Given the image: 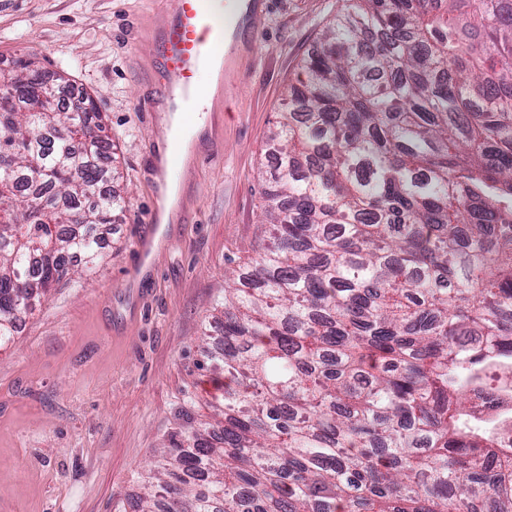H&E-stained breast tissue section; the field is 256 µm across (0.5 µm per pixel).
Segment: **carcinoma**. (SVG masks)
Returning a JSON list of instances; mask_svg holds the SVG:
<instances>
[{
	"instance_id": "1",
	"label": "carcinoma",
	"mask_w": 512,
	"mask_h": 512,
	"mask_svg": "<svg viewBox=\"0 0 512 512\" xmlns=\"http://www.w3.org/2000/svg\"><path fill=\"white\" fill-rule=\"evenodd\" d=\"M288 87L270 242L225 271L222 418L140 512H512V0H348ZM0 78V344L125 197L89 96Z\"/></svg>"
}]
</instances>
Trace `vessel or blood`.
<instances>
[{
	"mask_svg": "<svg viewBox=\"0 0 512 512\" xmlns=\"http://www.w3.org/2000/svg\"><path fill=\"white\" fill-rule=\"evenodd\" d=\"M270 6L271 0H160L161 24L154 42L155 62L162 75L157 128L169 127L174 113L206 111L202 73L212 58L220 60V85L237 84L238 61L253 51L258 23ZM155 245L153 232L138 238L133 270L149 265Z\"/></svg>",
	"mask_w": 512,
	"mask_h": 512,
	"instance_id": "b4317fda",
	"label": "vessel or blood"
}]
</instances>
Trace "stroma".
Here are the masks:
<instances>
[{
    "label": "stroma",
    "instance_id": "35a3bbf8",
    "mask_svg": "<svg viewBox=\"0 0 512 512\" xmlns=\"http://www.w3.org/2000/svg\"><path fill=\"white\" fill-rule=\"evenodd\" d=\"M346 0H276L246 78L173 167L182 223L161 225L150 273L128 287L163 142L140 105L158 85L157 0H0V60L24 52L60 86L94 98L116 147L126 209L104 228L103 261L64 279L0 346V512H138L153 451L186 402L215 413L224 380L207 355L223 333L224 271L257 259L263 173L302 60Z\"/></svg>",
    "mask_w": 512,
    "mask_h": 512
}]
</instances>
